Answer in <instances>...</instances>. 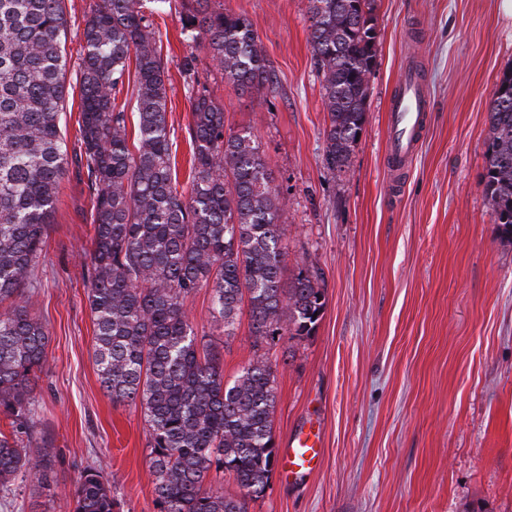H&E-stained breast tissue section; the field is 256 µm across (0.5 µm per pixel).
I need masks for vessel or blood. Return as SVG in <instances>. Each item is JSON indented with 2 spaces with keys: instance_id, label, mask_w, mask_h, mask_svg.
I'll return each instance as SVG.
<instances>
[{
  "instance_id": "vessel-or-blood-1",
  "label": "vessel or blood",
  "mask_w": 512,
  "mask_h": 512,
  "mask_svg": "<svg viewBox=\"0 0 512 512\" xmlns=\"http://www.w3.org/2000/svg\"><path fill=\"white\" fill-rule=\"evenodd\" d=\"M428 110L429 99L418 71L403 69L389 102V151L400 164H407L415 153ZM314 446L309 434H296L283 451L284 467L292 473L308 470L316 456Z\"/></svg>"
}]
</instances>
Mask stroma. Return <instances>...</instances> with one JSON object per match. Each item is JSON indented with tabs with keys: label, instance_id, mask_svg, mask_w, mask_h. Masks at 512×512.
I'll use <instances>...</instances> for the list:
<instances>
[{
	"label": "stroma",
	"instance_id": "obj_1",
	"mask_svg": "<svg viewBox=\"0 0 512 512\" xmlns=\"http://www.w3.org/2000/svg\"><path fill=\"white\" fill-rule=\"evenodd\" d=\"M95 0H64L66 95L60 129L81 153L79 53ZM252 24L273 89L237 91L206 49L182 33L178 0H142L167 63V122L177 182L187 188L190 93L181 71L224 109V129L254 131L288 200L281 246L288 272L317 268L326 309L315 336L281 338L277 448L301 428L319 434L315 467L274 469L248 512H512V240L499 236L483 192L488 104L512 66V25L497 0H376L369 112L346 171L325 162L327 111L308 36L307 0H219ZM433 103L411 162L393 171L387 101L405 65ZM85 174L70 167L34 269L37 316L51 342L34 420L59 487L15 484L0 512H73L79 472L102 466L123 512H158L140 408L113 404L95 364L85 280L94 234ZM225 379L253 357L248 314L225 337L209 289L187 303Z\"/></svg>",
	"mask_w": 512,
	"mask_h": 512
}]
</instances>
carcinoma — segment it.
<instances>
[{"mask_svg":"<svg viewBox=\"0 0 512 512\" xmlns=\"http://www.w3.org/2000/svg\"><path fill=\"white\" fill-rule=\"evenodd\" d=\"M63 0H0V488L56 483L50 449L32 418L51 332L32 313L33 273L45 245L68 153L59 127L67 58ZM375 0H307L312 59L328 114L325 161L349 162L369 110L376 65ZM184 39L204 46L224 79L247 91L272 83L258 36L213 0H182ZM135 72H130V68ZM81 141L77 166L94 196L87 300L94 358L114 403L140 406L159 512H247L264 496L278 448L276 375L269 354L281 337L314 335L325 309L321 274L286 276L281 237L287 201L251 129L224 133V108L191 82V172L178 188L167 123V64L140 0H97L86 16L79 63ZM138 113L128 145L127 77ZM483 192L502 236L512 237V68L489 100ZM211 289L212 318L234 335L248 308L254 358L231 382L186 311ZM242 491L226 496L211 475ZM74 512H122L102 467L81 471Z\"/></svg>","mask_w":512,"mask_h":512,"instance_id":"carcinoma-1","label":"carcinoma"}]
</instances>
